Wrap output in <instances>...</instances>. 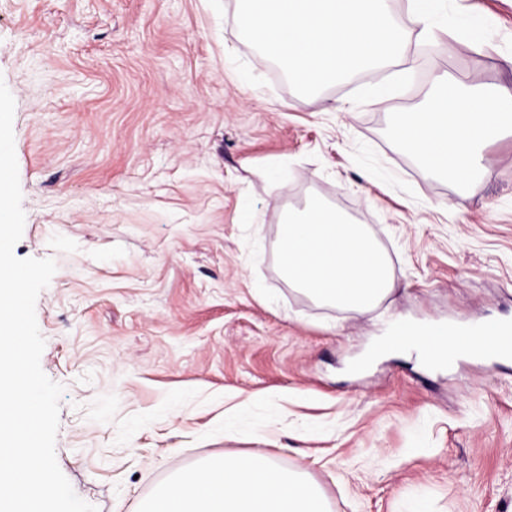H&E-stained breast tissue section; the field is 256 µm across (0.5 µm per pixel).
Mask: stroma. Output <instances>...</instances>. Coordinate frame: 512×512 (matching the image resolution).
Masks as SVG:
<instances>
[{"label": "stroma", "mask_w": 512, "mask_h": 512, "mask_svg": "<svg viewBox=\"0 0 512 512\" xmlns=\"http://www.w3.org/2000/svg\"><path fill=\"white\" fill-rule=\"evenodd\" d=\"M237 5L0 0L14 253L57 264L36 318L61 471L98 512H140L176 473L260 451L330 512H512L511 361L353 367L398 318L512 320V137L461 186L392 136L436 74L512 86V0H445L405 61L311 98L242 39ZM313 199L390 261L367 314L280 272V225Z\"/></svg>", "instance_id": "1"}]
</instances>
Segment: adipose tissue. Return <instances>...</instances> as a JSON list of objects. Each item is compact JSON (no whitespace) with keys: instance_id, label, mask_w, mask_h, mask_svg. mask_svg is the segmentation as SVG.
<instances>
[{"instance_id":"obj_1","label":"adipose tissue","mask_w":512,"mask_h":512,"mask_svg":"<svg viewBox=\"0 0 512 512\" xmlns=\"http://www.w3.org/2000/svg\"><path fill=\"white\" fill-rule=\"evenodd\" d=\"M512 135V90L435 75L422 105L397 121L394 137L425 169L463 183L486 173L487 144ZM285 277L316 302L370 312L392 290L389 260L365 225L313 200L280 226ZM141 512H328L320 490L270 456L208 460L174 476Z\"/></svg>"}]
</instances>
